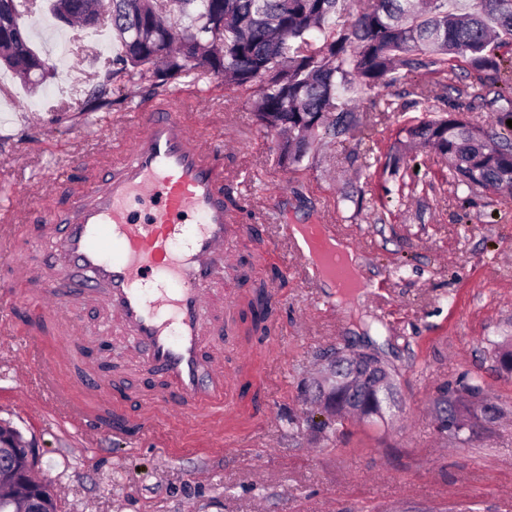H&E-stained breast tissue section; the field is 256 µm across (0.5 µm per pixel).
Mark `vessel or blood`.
Wrapping results in <instances>:
<instances>
[{"instance_id":"obj_1","label":"vessel or blood","mask_w":512,"mask_h":512,"mask_svg":"<svg viewBox=\"0 0 512 512\" xmlns=\"http://www.w3.org/2000/svg\"><path fill=\"white\" fill-rule=\"evenodd\" d=\"M122 130L129 151L63 212L30 208L34 198L55 192L54 177L23 187L0 182V209L8 215L0 225V261L29 284L26 304L40 308L55 331L49 351L41 334L23 336L22 387L64 426L127 441L126 427L113 420L110 377L76 346L74 327L90 302L162 381L143 404L142 430L184 415L219 446L233 376L209 330L224 319V269L237 234L224 204V145L199 138L171 95L137 110ZM32 220L38 238L24 255L12 254L14 225ZM278 234L311 287L327 277L343 286L345 269H324L292 225H279Z\"/></svg>"}]
</instances>
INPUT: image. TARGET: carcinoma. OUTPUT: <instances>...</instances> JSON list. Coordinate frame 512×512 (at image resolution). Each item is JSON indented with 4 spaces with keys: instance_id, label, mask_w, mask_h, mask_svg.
<instances>
[{
    "instance_id": "obj_1",
    "label": "carcinoma",
    "mask_w": 512,
    "mask_h": 512,
    "mask_svg": "<svg viewBox=\"0 0 512 512\" xmlns=\"http://www.w3.org/2000/svg\"><path fill=\"white\" fill-rule=\"evenodd\" d=\"M110 2L108 25L121 46L108 61V73L94 85L83 111L109 108L127 99L131 87L149 81L157 88L185 73L218 77L224 85L246 90L259 86L253 114L266 130L281 135L280 163L297 169L326 140L344 138L361 124L353 96L377 84H394L410 73L462 58L477 78L475 88L496 81L505 58L499 54L512 38V0H469L465 12L448 0H371L357 14L350 0H49L50 12L68 26L92 20L98 2ZM191 24L165 22L171 13ZM15 0H0V65L22 84L32 83L31 68L41 58L21 24ZM503 102L494 121L471 122L463 113L437 115L424 108L416 123L396 133L390 166L417 144L430 147L448 163L459 186L470 192L512 187V90L497 93ZM252 329L264 335L270 310L265 287L250 303ZM387 365L375 359L361 369L345 359L336 380L316 386L313 399L328 418L313 423L319 432L356 417L365 423L385 419L388 397L378 387ZM482 390L444 386L434 399L441 431L459 434L472 420L495 416L489 404L476 412ZM25 466L23 459L0 460V484H9Z\"/></svg>"
}]
</instances>
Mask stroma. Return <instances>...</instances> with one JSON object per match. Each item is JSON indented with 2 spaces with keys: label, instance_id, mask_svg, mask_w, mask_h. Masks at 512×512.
<instances>
[{
  "label": "stroma",
  "instance_id": "35a3bbf8",
  "mask_svg": "<svg viewBox=\"0 0 512 512\" xmlns=\"http://www.w3.org/2000/svg\"><path fill=\"white\" fill-rule=\"evenodd\" d=\"M50 18L46 0L22 16L53 68L38 91L0 70V173L17 183L55 175L57 193L38 206L57 210L101 180L129 142L113 133L107 151L68 164L76 140L95 139L97 130L78 113L85 93L68 86L62 67L103 74L112 33L102 25L58 41L52 30L34 32ZM472 83L459 67L419 70L404 84L359 93L363 126L297 169L279 164L274 134L256 123L248 104L255 90L228 91L216 77L169 84L187 93L182 111L197 134L224 144L225 192L238 203V223L263 227L236 237V262L224 272V295L234 301L224 319V362L243 365L250 388L234 396L223 447L202 446L192 423L176 417L158 433L169 449L148 441L127 448L49 416L20 386L16 342L0 338V424L34 445V474L53 484L62 512H512V372L496 362L499 344L512 340V191L458 188L431 151L419 155L416 170L406 160L391 169L386 159L398 127L420 117V98L433 111L490 123L496 90L476 100ZM377 101L392 102L393 111L374 112ZM324 219L347 232L358 269L380 286L377 299L306 287L298 261L268 230L277 220ZM270 280L279 290L275 337L261 345L240 313ZM106 319L86 306L83 348L108 369L124 414L134 417L159 378L123 352L119 337L101 352L96 332ZM240 343L250 351L244 362ZM347 345L376 349L395 368L394 416L314 433L304 383L331 348ZM446 384L481 386L500 417L475 420L458 439L440 432L432 405Z\"/></svg>",
  "mask_w": 512,
  "mask_h": 512
}]
</instances>
